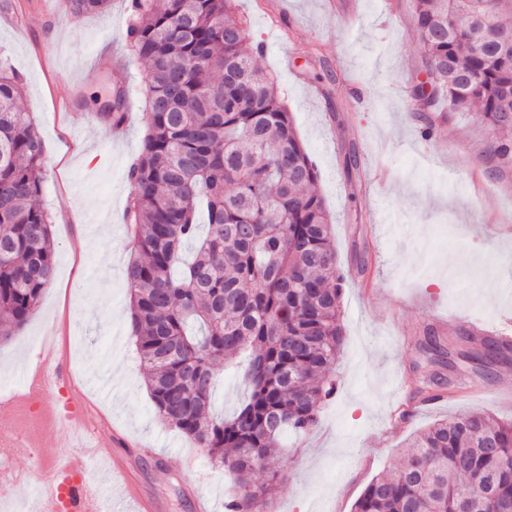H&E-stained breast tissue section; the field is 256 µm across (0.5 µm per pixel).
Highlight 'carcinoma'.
<instances>
[{"instance_id":"obj_1","label":"carcinoma","mask_w":512,"mask_h":512,"mask_svg":"<svg viewBox=\"0 0 512 512\" xmlns=\"http://www.w3.org/2000/svg\"><path fill=\"white\" fill-rule=\"evenodd\" d=\"M234 0H132L128 54L147 64V133L128 170L124 222L135 255L125 267L130 332L158 418L207 451L234 481L226 512H264L283 477L271 451L319 424L336 394L345 275L331 221L276 79L255 66ZM108 0H69L79 17ZM430 91L453 112L475 111L512 130V0H414ZM490 153L512 166V139ZM44 144L18 76L0 63V341L36 312L56 272L52 222L36 200ZM208 230L199 235L200 213ZM472 361L502 359L512 344L467 336ZM440 361L445 338L427 336ZM245 357V402L211 412L224 362ZM436 378L411 399L441 398ZM405 459L374 477L353 512H512V420L485 411L442 419L409 438ZM258 469L267 482L256 485Z\"/></svg>"}]
</instances>
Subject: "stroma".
Here are the masks:
<instances>
[{
	"instance_id": "obj_1",
	"label": "stroma",
	"mask_w": 512,
	"mask_h": 512,
	"mask_svg": "<svg viewBox=\"0 0 512 512\" xmlns=\"http://www.w3.org/2000/svg\"><path fill=\"white\" fill-rule=\"evenodd\" d=\"M256 62L274 75L318 172L336 263L346 275L344 340L335 396L308 436L289 439L270 512H351L368 482L391 468L405 441L437 419L486 411L512 418V356L494 379L464 359L459 333L475 320L512 323V170L488 154L495 134L445 101L418 108L428 78L412 0H235ZM0 57L20 77L46 151L39 205L51 217L56 274L37 312L0 344V400L24 382L51 341L100 422L39 427L43 456L87 445L122 454L136 492L162 512H225L233 495L201 448L165 426L129 339L124 268L133 255L123 213L127 170L145 135V65L126 45L131 0L77 17L67 0H0ZM125 95L121 127L100 114ZM435 134L423 139L421 129ZM356 167H348L349 157ZM450 335L454 394L412 410L411 382L431 369L426 328Z\"/></svg>"
}]
</instances>
